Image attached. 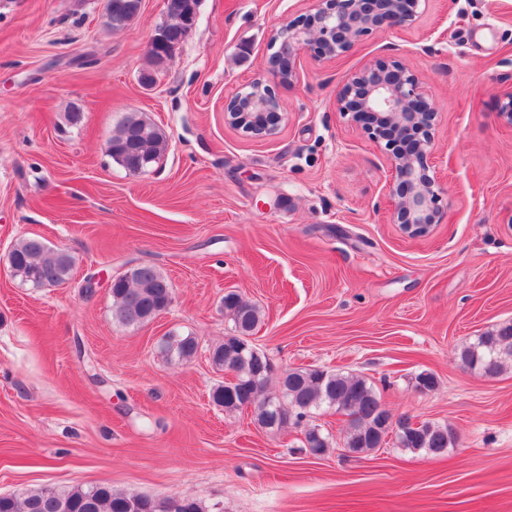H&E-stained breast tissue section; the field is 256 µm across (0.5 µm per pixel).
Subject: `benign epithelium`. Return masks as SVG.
I'll return each mask as SVG.
<instances>
[{
    "label": "benign epithelium",
    "mask_w": 512,
    "mask_h": 512,
    "mask_svg": "<svg viewBox=\"0 0 512 512\" xmlns=\"http://www.w3.org/2000/svg\"><path fill=\"white\" fill-rule=\"evenodd\" d=\"M428 0H315L300 19L277 29L270 38L269 76L259 75L224 102L227 121L255 136L276 132L285 119L269 78L289 83L296 76L298 56L310 49L321 59L348 52L375 32L402 30L416 19ZM186 31L197 22L195 0L173 5ZM175 45L162 31L150 37L148 53L168 62ZM336 111L385 141L390 155L392 193L397 197L394 223L411 236H426L439 223L438 182L429 174L432 130L438 115L424 82L403 64L379 61L352 74L336 90Z\"/></svg>",
    "instance_id": "1"
}]
</instances>
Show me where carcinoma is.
Listing matches in <instances>:
<instances>
[{
    "mask_svg": "<svg viewBox=\"0 0 512 512\" xmlns=\"http://www.w3.org/2000/svg\"><path fill=\"white\" fill-rule=\"evenodd\" d=\"M164 131L142 112H129L112 131L107 153L128 173H143L167 151ZM21 282L38 288L53 287L70 277L75 259L64 260L37 237H26L10 251ZM132 276L112 284V321L123 327H138L166 311L172 302V284L158 268L143 264L130 268ZM224 313L233 322L231 332L211 351L212 364L234 372V381L212 391V402L227 413L252 409L262 428L278 418L275 429L301 426L312 411L336 408L347 416L344 447L351 454H366L388 437V411L365 378L339 370L296 367L286 376H274L269 357L250 343L262 319L260 308L237 293L224 295ZM159 352L170 361L192 360L199 344L191 335L162 337ZM463 367L486 378L502 374L512 363V324L499 325L464 346L459 354ZM275 389H269L271 381ZM310 447L301 450L313 456L330 447L329 435L319 426L307 432ZM397 445L413 452L438 456L455 447L456 432L435 422L413 424L395 434ZM0 512H205L189 495L158 497L132 492H115L95 485L60 490L44 487L17 494H0Z\"/></svg>",
    "mask_w": 512,
    "mask_h": 512,
    "instance_id": "obj_1",
    "label": "carcinoma"
}]
</instances>
